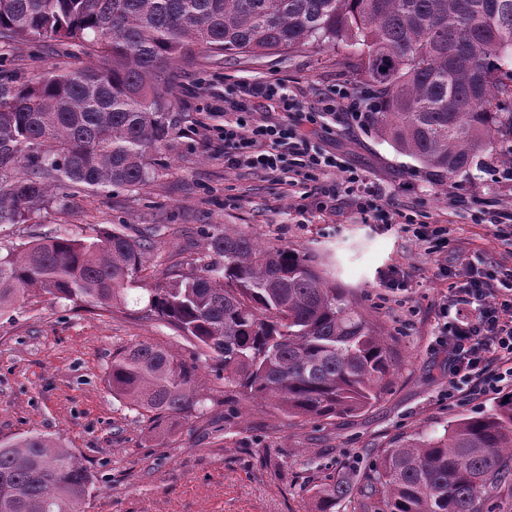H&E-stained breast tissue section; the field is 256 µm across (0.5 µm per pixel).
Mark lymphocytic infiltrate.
<instances>
[{"label": "lymphocytic infiltrate", "instance_id": "obj_1", "mask_svg": "<svg viewBox=\"0 0 512 512\" xmlns=\"http://www.w3.org/2000/svg\"><path fill=\"white\" fill-rule=\"evenodd\" d=\"M262 99L284 112H298L294 123L254 117L248 103ZM365 106L348 88L325 93L319 108L301 111L295 95L283 80L243 88L238 99H225L224 123L217 127L224 143V163L265 173L274 181L293 187V201L319 195L324 203L336 199L337 189L355 198L365 220L400 225L428 253L448 246L449 227L433 224L394 208L384 189L362 173L346 166L336 155L316 148L304 133L307 125L325 126L328 117L344 114L347 121L364 118ZM342 171V186L330 183L333 171ZM468 279L449 287L448 305L454 310L441 323L435 341L448 352L449 391L472 395L512 386V268L503 276L483 273L468 263Z\"/></svg>", "mask_w": 512, "mask_h": 512}]
</instances>
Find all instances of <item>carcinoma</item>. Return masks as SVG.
I'll list each match as a JSON object with an SVG mask.
<instances>
[{
	"mask_svg": "<svg viewBox=\"0 0 512 512\" xmlns=\"http://www.w3.org/2000/svg\"><path fill=\"white\" fill-rule=\"evenodd\" d=\"M0 0V45L54 39L90 62L35 81L0 71V224H24L57 190L145 185L174 133L176 70L226 53L260 58L327 44L378 95L376 131L442 179L512 135V0ZM151 242L58 234L0 255V311L29 295L109 309ZM208 261L172 273L146 316L205 352L248 403L330 418L378 402L390 344L322 266L230 224ZM199 366L149 342L112 359V392L154 417L200 404ZM358 488L334 479L316 512L356 494L361 512H498L512 484V394L441 435L387 449ZM93 474L40 433L0 443V512H80Z\"/></svg>",
	"mask_w": 512,
	"mask_h": 512,
	"instance_id": "cac0c4a2",
	"label": "carcinoma"
}]
</instances>
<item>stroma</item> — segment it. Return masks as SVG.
Masks as SVG:
<instances>
[{
  "mask_svg": "<svg viewBox=\"0 0 512 512\" xmlns=\"http://www.w3.org/2000/svg\"><path fill=\"white\" fill-rule=\"evenodd\" d=\"M71 63L52 40L0 50V68L31 80ZM281 78L305 107L318 106L336 85L355 88L339 48L258 59H226L178 76L172 148L145 186L69 188L24 224H0V253L66 232L87 239L113 229L153 246L129 284L124 303L105 311L48 295L0 313V441L30 433L55 438L93 472L83 512H315L314 492L328 477L360 479L383 452L420 435H440L455 420L492 409L490 393L448 395V354L436 347L440 307L448 292L441 267L482 257L483 268L512 267V245L495 239L480 213L512 200V189L488 182L512 140L476 158L469 172L440 182L401 154L372 122L333 132L311 130L312 142L382 185L394 206L433 221H450L447 251L429 255L399 227L365 222L352 199L335 210L308 202L295 211L281 186L262 172L224 164L225 92ZM464 200L449 207L444 186ZM235 224L264 244L286 245L326 265L395 355L388 392L354 415L291 419L250 409L224 395V379L201 366L202 403L191 416L159 421L113 395L114 356L147 341L194 362L201 352L143 310L171 271H190L206 255V233Z\"/></svg>",
  "mask_w": 512,
  "mask_h": 512,
  "instance_id": "1",
  "label": "stroma"
}]
</instances>
